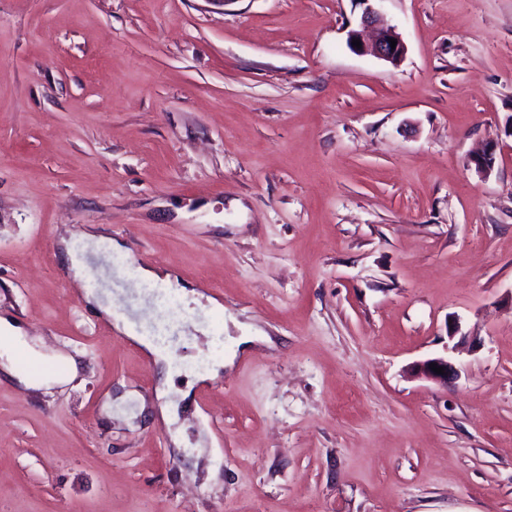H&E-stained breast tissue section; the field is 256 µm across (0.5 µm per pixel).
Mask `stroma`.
Wrapping results in <instances>:
<instances>
[{"instance_id":"stroma-1","label":"stroma","mask_w":512,"mask_h":512,"mask_svg":"<svg viewBox=\"0 0 512 512\" xmlns=\"http://www.w3.org/2000/svg\"><path fill=\"white\" fill-rule=\"evenodd\" d=\"M369 6L400 65L350 49ZM93 226L175 324L169 419L64 272ZM0 316L80 364L0 382V512H512V0H0ZM452 319L479 348L411 376ZM451 349L453 351L454 347H450L449 343L446 346V356L440 355L436 357H431L428 359H425L423 361L417 362L412 367V372L420 378H423L425 380L431 381L435 384L439 385H448L449 380H454L455 377L458 375L457 368L455 367V364L451 361V359L448 357V350ZM435 363L438 367L444 368V374H436L434 371L429 368V364ZM56 360L61 361L65 365V370L62 374L46 373L44 375H32L31 373L19 369L13 362L10 363L9 367H6L4 372L9 378H16L23 385L33 388L43 386L50 387L54 384L66 382L77 376L79 367L74 358L58 356Z\"/></svg>"}]
</instances>
